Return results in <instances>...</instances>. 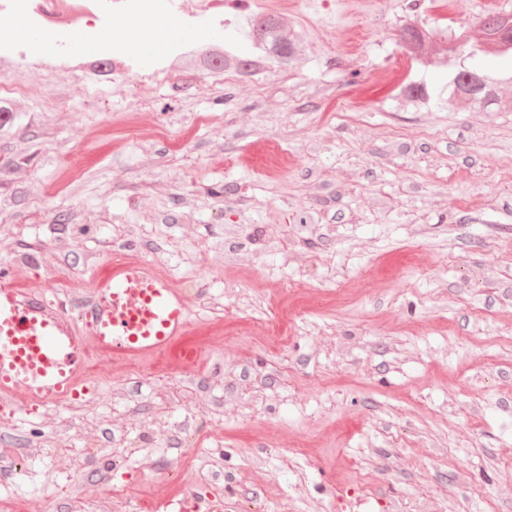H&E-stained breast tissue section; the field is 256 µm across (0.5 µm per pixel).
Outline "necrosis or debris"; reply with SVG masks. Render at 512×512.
<instances>
[{
  "mask_svg": "<svg viewBox=\"0 0 512 512\" xmlns=\"http://www.w3.org/2000/svg\"><path fill=\"white\" fill-rule=\"evenodd\" d=\"M287 7L288 0H237L232 6L227 0H0V64L48 67L61 75L76 71L91 87L125 81L143 96L159 81L181 83L183 66L190 61L195 72L229 82L238 74L217 61L224 52L223 40L205 48L184 41L162 58L143 47H130L129 37L145 24L162 21L176 22L186 30L220 31L228 10L249 21L281 14ZM19 23L42 31L43 40L18 41ZM106 32L111 40H103ZM84 37L91 40L90 54L73 55V43Z\"/></svg>",
  "mask_w": 512,
  "mask_h": 512,
  "instance_id": "1",
  "label": "necrosis or debris"
}]
</instances>
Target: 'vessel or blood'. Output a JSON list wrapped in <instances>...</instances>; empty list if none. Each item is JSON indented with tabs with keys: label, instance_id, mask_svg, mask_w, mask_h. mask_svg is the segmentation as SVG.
Wrapping results in <instances>:
<instances>
[{
	"label": "vessel or blood",
	"instance_id": "b4317fda",
	"mask_svg": "<svg viewBox=\"0 0 512 512\" xmlns=\"http://www.w3.org/2000/svg\"><path fill=\"white\" fill-rule=\"evenodd\" d=\"M67 303L0 283V398L22 406L64 402L75 395L89 352L86 336L113 357L161 356L189 332L188 299L143 262L113 261L109 276L78 321ZM156 512H224L223 500L184 492Z\"/></svg>",
	"mask_w": 512,
	"mask_h": 512
}]
</instances>
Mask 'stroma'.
I'll use <instances>...</instances> for the list:
<instances>
[{"instance_id":"35a3bbf8","label":"stroma","mask_w":512,"mask_h":512,"mask_svg":"<svg viewBox=\"0 0 512 512\" xmlns=\"http://www.w3.org/2000/svg\"><path fill=\"white\" fill-rule=\"evenodd\" d=\"M288 12L304 53L234 85L14 67L0 268L91 301L113 259L188 297L195 363L87 346L83 395L0 401V512H512V112L412 111L404 0ZM435 0L428 19L479 31ZM69 99L49 110L52 94ZM154 510L157 512H224V500L183 492L159 501Z\"/></svg>"}]
</instances>
